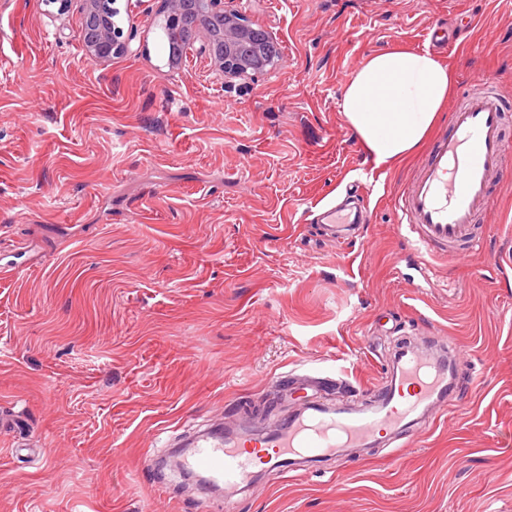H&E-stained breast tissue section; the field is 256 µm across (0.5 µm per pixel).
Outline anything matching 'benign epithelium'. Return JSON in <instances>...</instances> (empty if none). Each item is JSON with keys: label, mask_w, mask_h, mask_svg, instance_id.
<instances>
[{"label": "benign epithelium", "mask_w": 512, "mask_h": 512, "mask_svg": "<svg viewBox=\"0 0 512 512\" xmlns=\"http://www.w3.org/2000/svg\"><path fill=\"white\" fill-rule=\"evenodd\" d=\"M80 34L88 58L106 64L134 53V34L124 31L114 17L116 0H81ZM240 0H162L167 25L174 36L186 26V11L195 14L194 28L203 32V42L191 40L178 49L185 56L196 51L208 55L215 79L224 86L234 79L264 75L278 64L280 54L275 38L251 21L238 6Z\"/></svg>", "instance_id": "7a95c632"}]
</instances>
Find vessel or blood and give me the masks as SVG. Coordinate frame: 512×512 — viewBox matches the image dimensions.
Segmentation results:
<instances>
[{"label":"vessel or blood","mask_w":512,"mask_h":512,"mask_svg":"<svg viewBox=\"0 0 512 512\" xmlns=\"http://www.w3.org/2000/svg\"><path fill=\"white\" fill-rule=\"evenodd\" d=\"M503 105L496 93L478 91L449 114V132L436 141L399 200V228L412 236L421 256L454 259L472 248L474 224L495 180L511 176L505 165ZM325 235L343 239L354 233L341 223L338 209L321 215ZM448 372L431 354L405 350L395 371L365 406L354 409L314 405L278 421L249 443L245 431L201 433L191 440L183 465L228 489L246 484L255 463L277 467L292 460L342 459L345 449L376 443L382 434L416 423L434 406L457 405Z\"/></svg>","instance_id":"vessel-or-blood-1"}]
</instances>
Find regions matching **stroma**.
Listing matches in <instances>:
<instances>
[{"mask_svg": "<svg viewBox=\"0 0 512 512\" xmlns=\"http://www.w3.org/2000/svg\"><path fill=\"white\" fill-rule=\"evenodd\" d=\"M275 36V71L225 87L170 61L160 0H117L139 53L101 66L79 14L0 0V512H512V180L478 246L415 253L397 202L423 156L377 164L341 111L347 77L395 47L504 105L512 167V0H243ZM355 203L347 241L318 213ZM462 354L455 388L388 453L340 474L272 471L216 495L143 467L255 407L281 415L288 374L343 369L361 392L401 344Z\"/></svg>", "mask_w": 512, "mask_h": 512, "instance_id": "stroma-1", "label": "stroma"}]
</instances>
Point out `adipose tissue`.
Masks as SVG:
<instances>
[{
  "instance_id": "obj_1",
  "label": "adipose tissue",
  "mask_w": 512,
  "mask_h": 512,
  "mask_svg": "<svg viewBox=\"0 0 512 512\" xmlns=\"http://www.w3.org/2000/svg\"><path fill=\"white\" fill-rule=\"evenodd\" d=\"M454 78L431 53L397 48L371 56L345 82L342 112L377 162L401 160L437 118Z\"/></svg>"
}]
</instances>
